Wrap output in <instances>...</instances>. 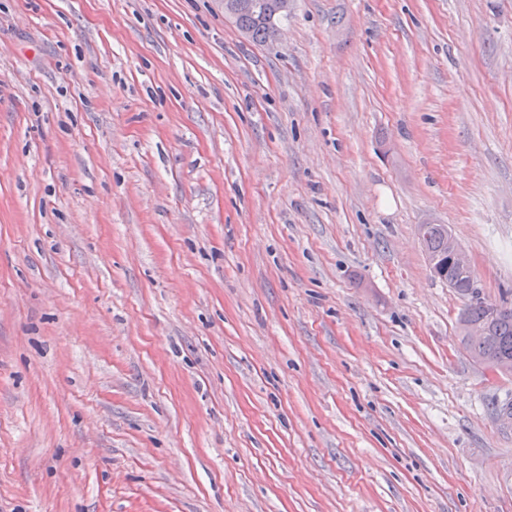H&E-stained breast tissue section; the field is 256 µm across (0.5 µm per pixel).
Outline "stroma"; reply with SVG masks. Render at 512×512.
Returning a JSON list of instances; mask_svg holds the SVG:
<instances>
[{"label": "stroma", "mask_w": 512, "mask_h": 512, "mask_svg": "<svg viewBox=\"0 0 512 512\" xmlns=\"http://www.w3.org/2000/svg\"><path fill=\"white\" fill-rule=\"evenodd\" d=\"M512 0H0V512H512ZM257 1L267 4L266 12L257 9ZM236 25L247 32V35L256 43L271 41L275 29L279 27L288 16L273 15V0H238ZM264 14V15H263ZM433 273L448 283L465 300L460 317V342L472 355L477 354L486 363L510 360L512 362V304H494L488 302L477 287L474 271L460 270L450 263V259L459 267H472L470 259L452 234L445 237L437 228L428 232L425 241ZM462 323L474 331L472 336H463ZM484 335V336H483ZM502 362L485 366L490 372L512 374V363Z\"/></svg>", "instance_id": "stroma-1"}]
</instances>
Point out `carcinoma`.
<instances>
[{"instance_id":"cac0c4a2","label":"carcinoma","mask_w":512,"mask_h":512,"mask_svg":"<svg viewBox=\"0 0 512 512\" xmlns=\"http://www.w3.org/2000/svg\"><path fill=\"white\" fill-rule=\"evenodd\" d=\"M257 0H238L236 25L256 43L272 40L285 17L273 14V0H262L267 8L256 7ZM433 273L465 300L460 322L483 332L481 336H460L465 349L486 363L512 361V304L488 302L476 284L474 272L460 270L448 260V238L434 228L425 241Z\"/></svg>"}]
</instances>
